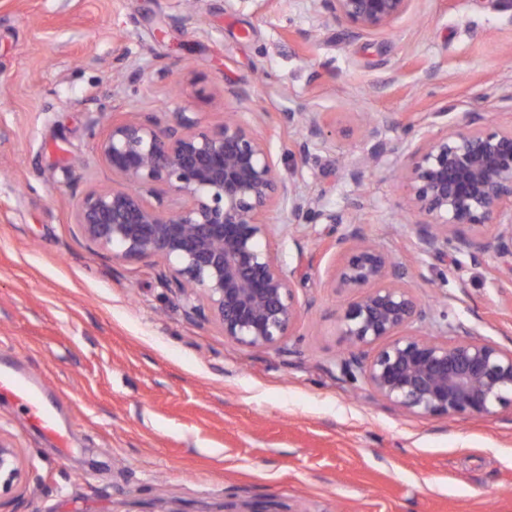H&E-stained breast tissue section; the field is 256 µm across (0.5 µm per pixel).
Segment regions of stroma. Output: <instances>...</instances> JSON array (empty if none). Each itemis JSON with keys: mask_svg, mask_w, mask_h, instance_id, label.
<instances>
[{"mask_svg": "<svg viewBox=\"0 0 512 512\" xmlns=\"http://www.w3.org/2000/svg\"><path fill=\"white\" fill-rule=\"evenodd\" d=\"M168 77L158 78L159 69ZM512 11L496 0H412L385 30L324 0H0V367L36 380L58 443L0 395V435L25 477L0 512H512V405L448 419L403 412L337 366L329 246L355 221L408 271L426 332L464 325L512 349V265L423 252L400 170L420 135L512 127ZM260 115L282 174L341 215L273 234L297 269V329L256 351L208 314L187 318L146 260L79 234L59 190L111 185L94 112ZM287 112H317L307 142ZM391 117L381 165L360 113Z\"/></svg>", "mask_w": 512, "mask_h": 512, "instance_id": "1", "label": "stroma"}]
</instances>
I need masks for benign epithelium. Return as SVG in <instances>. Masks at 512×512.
Returning <instances> with one entry per match:
<instances>
[{
    "mask_svg": "<svg viewBox=\"0 0 512 512\" xmlns=\"http://www.w3.org/2000/svg\"><path fill=\"white\" fill-rule=\"evenodd\" d=\"M325 2L355 29L377 31L412 0ZM296 116L306 150L322 129L313 113L284 114L289 122ZM390 124L371 128L377 142L365 166L385 156L379 136ZM97 151L121 183L72 201L82 238L115 258L159 262V278L185 297L187 317L204 301L224 336L244 347L274 348L291 335L302 311L297 269L272 245L274 214H287L291 226L338 218L286 181L249 121L230 116L209 131L193 112H173L164 125L151 114L114 116ZM402 179L425 253L512 258V129L469 123L425 135ZM336 253L332 288L359 291L338 320L350 347L338 361L344 375H362L378 396L415 414L455 418L512 404L511 349L461 325L450 337L424 333L428 310L408 273L358 228L336 239ZM23 475L19 450L0 437V492Z\"/></svg>",
    "mask_w": 512,
    "mask_h": 512,
    "instance_id": "benign-epithelium-1",
    "label": "benign epithelium"
}]
</instances>
